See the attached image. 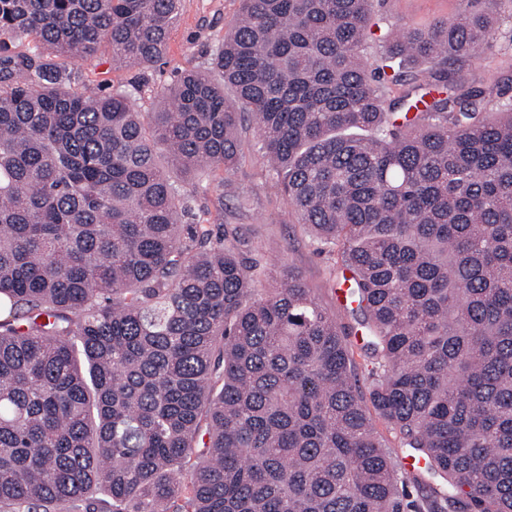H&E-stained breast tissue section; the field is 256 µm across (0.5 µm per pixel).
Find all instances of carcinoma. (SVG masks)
Segmentation results:
<instances>
[{"label": "carcinoma", "instance_id": "obj_1", "mask_svg": "<svg viewBox=\"0 0 512 512\" xmlns=\"http://www.w3.org/2000/svg\"><path fill=\"white\" fill-rule=\"evenodd\" d=\"M179 2L0 0V512H512V98L467 76L495 18L372 67L371 0H240L159 110L71 88L105 46L156 64ZM392 62L428 66L395 100ZM246 119L339 256L365 388L299 275L184 223L173 173L233 172Z\"/></svg>", "mask_w": 512, "mask_h": 512}]
</instances>
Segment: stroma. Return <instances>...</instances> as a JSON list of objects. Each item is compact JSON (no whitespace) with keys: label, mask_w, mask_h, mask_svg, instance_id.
Instances as JSON below:
<instances>
[{"label":"stroma","mask_w":512,"mask_h":512,"mask_svg":"<svg viewBox=\"0 0 512 512\" xmlns=\"http://www.w3.org/2000/svg\"><path fill=\"white\" fill-rule=\"evenodd\" d=\"M481 7L498 19L494 38L482 49L470 69L471 79L497 87L505 97H512V72L500 66L503 55L512 53V0H371L370 10L381 30L426 29L438 21ZM239 0H181L176 28L165 58L154 67L112 69L108 51L74 66L72 87L78 91L108 93L118 87L140 85L136 104L141 111L153 112L160 105V92L188 69H200L230 31L239 12ZM267 162L261 155L246 151L241 164L231 173V180L244 191L242 200L220 199L217 184L198 188L187 183L199 210H224V227L261 242L259 255L267 265L289 266L298 271L313 288L318 302L343 328L356 327L360 313L352 311L336 298L329 279L335 255L320 249L307 226L287 216L285 196L266 183Z\"/></svg>","instance_id":"35a3bbf8"}]
</instances>
